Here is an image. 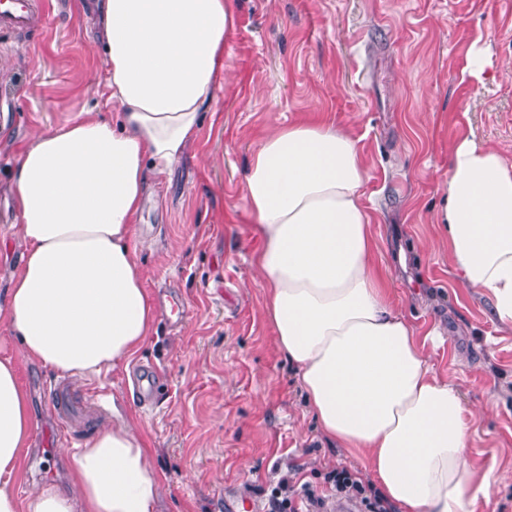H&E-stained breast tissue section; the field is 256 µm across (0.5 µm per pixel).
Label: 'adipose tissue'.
<instances>
[{"mask_svg":"<svg viewBox=\"0 0 512 512\" xmlns=\"http://www.w3.org/2000/svg\"><path fill=\"white\" fill-rule=\"evenodd\" d=\"M110 118L84 113L31 136L11 190L25 245L7 327L43 367L86 379L148 342L156 303L130 242L152 181L196 138L236 26L234 0H101ZM367 177L350 129L301 120L267 131L244 172L252 263L280 353L322 436L366 453L403 512H475L489 477L470 457L458 387L433 376L380 266ZM431 223L466 287L512 327V166L458 136ZM34 416L0 359V512H157L161 483L138 425L119 416L72 453L75 490L16 493Z\"/></svg>","mask_w":512,"mask_h":512,"instance_id":"ef3b65f1","label":"adipose tissue"}]
</instances>
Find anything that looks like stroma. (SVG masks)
<instances>
[{
  "label": "stroma",
  "mask_w": 512,
  "mask_h": 512,
  "mask_svg": "<svg viewBox=\"0 0 512 512\" xmlns=\"http://www.w3.org/2000/svg\"><path fill=\"white\" fill-rule=\"evenodd\" d=\"M49 2L26 30L0 32V125L11 133L0 143V306L23 251L9 193L21 149L80 113L112 110L93 0ZM475 44L491 60L478 79L467 70ZM224 64L197 142L153 182L134 229L136 260L159 300L154 332L127 366L67 380L78 407L52 446L42 437L58 375L25 356L0 314V358L14 362L36 420L18 494L45 482L70 491V450L128 413L164 484L158 512H224L225 491L261 497L290 467L318 482L344 465L373 483L363 454L320 437L252 265L246 162L264 133L316 115L359 140L394 304L418 334L438 326L448 336L423 350L477 412L472 461L491 482L475 512H512V330L491 320L486 294L459 283L429 221L457 134L512 164V0H238ZM146 369L160 383L149 406L136 394Z\"/></svg>",
  "instance_id": "35a3bbf8"
}]
</instances>
